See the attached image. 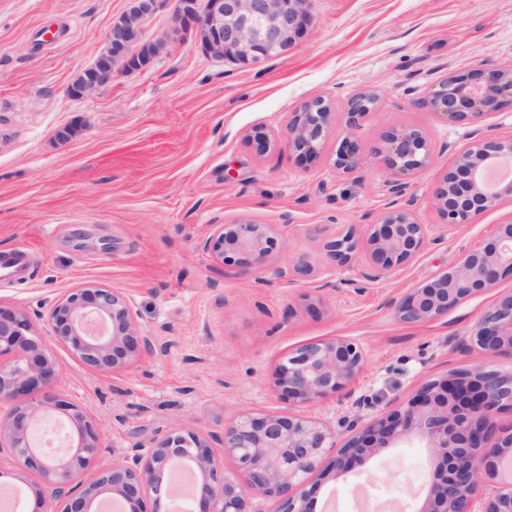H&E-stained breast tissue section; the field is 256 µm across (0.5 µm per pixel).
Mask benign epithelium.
Returning <instances> with one entry per match:
<instances>
[{
    "label": "benign epithelium",
    "mask_w": 512,
    "mask_h": 512,
    "mask_svg": "<svg viewBox=\"0 0 512 512\" xmlns=\"http://www.w3.org/2000/svg\"><path fill=\"white\" fill-rule=\"evenodd\" d=\"M313 0H175L176 31L193 34V45L208 58L255 69L272 58L286 57L312 32ZM154 0H130L129 10L112 23L107 46L69 87L84 97L112 84L120 71L136 68L144 48L142 22ZM377 95L359 92L347 102L346 123L354 126L369 113ZM512 103V70L475 68L436 84L425 104L459 125L478 122L504 103ZM333 117L331 103L319 98L292 113L288 147L317 153ZM381 163L393 176L391 192L399 194V178L422 170L429 147L416 129L394 130L378 149ZM512 160V138L481 136L460 153L434 189L445 227L471 224L497 203L512 200V179L489 185L488 175L503 159ZM362 159L359 141L348 137L336 150L333 165L350 172ZM359 239L358 227L326 244L336 265L347 267ZM442 240L407 208L379 214L366 225L364 258L353 288L378 282L403 268ZM269 237L259 224H215L201 243L213 261L237 259L247 269L259 268ZM512 277V221L495 225L482 245L463 247L433 282L404 292L394 302L405 323L435 319L462 301ZM55 339L95 372L120 375L146 355L161 349L156 336L143 331L127 298L100 285L74 288L60 297L47 315ZM470 341L480 350L512 354V290L498 296L475 321ZM364 365L361 349L334 338L312 342L289 352L275 369L277 386L288 400L309 403L351 396L350 384ZM62 373L33 334L20 310L0 306V459L37 476L34 512H100L103 494L145 512V500L160 512L161 500L175 488L169 483L177 466L195 476L193 512H316L318 470L341 476L388 448L416 440L428 449L431 473L416 512H512V430L503 432L497 412L512 407V376L478 369L422 386L404 406L352 427L336 445V433L300 413H242L215 438L237 464L228 474L206 436L192 428L160 430L146 444H135L112 466L91 478L82 477L100 452L99 436L86 415L54 391ZM66 417L68 445L50 458L35 433L48 420ZM336 449L324 462L329 449Z\"/></svg>",
    "instance_id": "7a95c632"
}]
</instances>
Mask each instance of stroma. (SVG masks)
<instances>
[{
  "label": "stroma",
  "instance_id": "35a3bbf8",
  "mask_svg": "<svg viewBox=\"0 0 512 512\" xmlns=\"http://www.w3.org/2000/svg\"><path fill=\"white\" fill-rule=\"evenodd\" d=\"M128 0H0V255L24 253L23 278L0 284V305L30 318L62 367L55 386L94 424L92 470L158 430L222 435L240 412L295 410L337 439L407 403L424 384L482 368L512 374V355L464 345L488 291L423 323L400 321L394 301L431 283L461 248L512 220L502 203L449 230L413 263L357 290L325 244L390 206L423 224L444 218L433 191L476 137L512 138V106L457 125L425 100L443 78L512 67V0H314L311 34L287 57L245 70L174 36L175 0H155L145 38L163 47L145 69L117 74L83 99L69 86L103 52ZM361 91L377 102L355 132L359 168L337 171L349 131L343 113ZM336 114L316 156L286 143L288 121L310 100ZM422 131L427 168L402 195L374 154L393 129ZM216 224L268 229L263 265L214 264L201 243ZM308 262L310 278L279 270ZM94 283L122 292L162 353L121 376L87 369L51 340V306ZM336 337L357 343L364 366L352 400L289 405L275 367L295 348ZM425 449L408 442L344 478L323 480L319 504L358 512H415L429 477Z\"/></svg>",
  "mask_w": 512,
  "mask_h": 512
}]
</instances>
